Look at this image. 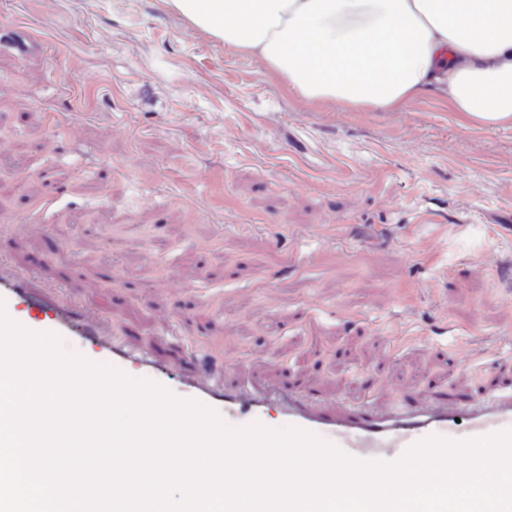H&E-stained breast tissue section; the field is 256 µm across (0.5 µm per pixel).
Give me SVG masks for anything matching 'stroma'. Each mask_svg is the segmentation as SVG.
Masks as SVG:
<instances>
[{
	"label": "stroma",
	"instance_id": "stroma-1",
	"mask_svg": "<svg viewBox=\"0 0 512 512\" xmlns=\"http://www.w3.org/2000/svg\"><path fill=\"white\" fill-rule=\"evenodd\" d=\"M1 23L41 49L0 47V221L49 226L0 230L1 258L175 367L236 357L233 383L512 388V126L306 101L171 0H0ZM5 225L12 235L21 238L43 237L49 229L47 224H38L29 213L14 215L10 218L9 224Z\"/></svg>",
	"mask_w": 512,
	"mask_h": 512
}]
</instances>
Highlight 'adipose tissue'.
Returning <instances> with one entry per match:
<instances>
[{
  "label": "adipose tissue",
  "instance_id": "ef3b65f1",
  "mask_svg": "<svg viewBox=\"0 0 512 512\" xmlns=\"http://www.w3.org/2000/svg\"><path fill=\"white\" fill-rule=\"evenodd\" d=\"M304 99L375 111L424 94L512 124V0H172Z\"/></svg>",
  "mask_w": 512,
  "mask_h": 512
}]
</instances>
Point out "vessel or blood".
I'll return each instance as SVG.
<instances>
[{"label": "vessel or blood", "mask_w": 512, "mask_h": 512, "mask_svg": "<svg viewBox=\"0 0 512 512\" xmlns=\"http://www.w3.org/2000/svg\"><path fill=\"white\" fill-rule=\"evenodd\" d=\"M8 228L21 238H39L48 231L29 214L12 216ZM0 308L29 331L66 336L85 346L94 365L121 372L132 369L164 388L177 383V398L223 414L230 428L254 424L274 406L289 427L311 433L361 461H397L432 436L466 441L512 429V390L491 389L463 401L436 398L408 404L390 397L386 382L377 385L374 395L356 401L317 397L302 387L275 384L228 388L224 374L237 366L233 357L217 365L193 364L181 377H174L172 368L154 354L132 350L116 337L103 311L80 305L3 259Z\"/></svg>", "instance_id": "vessel-or-blood-1"}]
</instances>
